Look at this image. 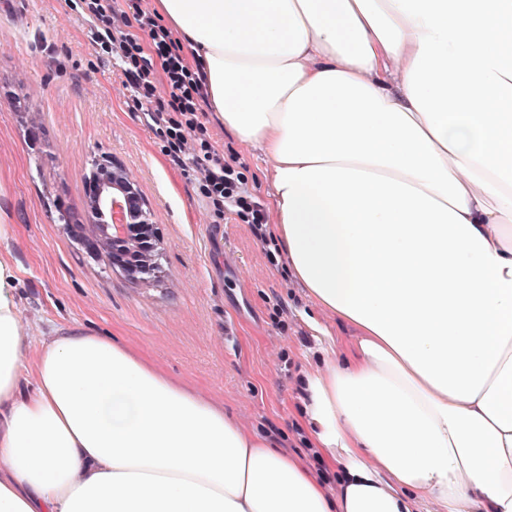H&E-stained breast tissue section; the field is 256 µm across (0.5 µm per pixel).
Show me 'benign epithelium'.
I'll return each mask as SVG.
<instances>
[{
  "mask_svg": "<svg viewBox=\"0 0 512 512\" xmlns=\"http://www.w3.org/2000/svg\"><path fill=\"white\" fill-rule=\"evenodd\" d=\"M95 168L115 181L132 184L125 169L117 161L105 157ZM89 197L95 204L91 215L107 218L113 208L120 209L122 223L115 226L112 236V262L132 281L153 276L158 270L159 240L154 233V215L135 189L124 192L120 198L106 196L103 185L92 180Z\"/></svg>",
  "mask_w": 512,
  "mask_h": 512,
  "instance_id": "1",
  "label": "benign epithelium"
}]
</instances>
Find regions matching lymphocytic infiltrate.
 Returning a JSON list of instances; mask_svg holds the SVG:
<instances>
[{
  "label": "lymphocytic infiltrate",
  "instance_id": "obj_1",
  "mask_svg": "<svg viewBox=\"0 0 512 512\" xmlns=\"http://www.w3.org/2000/svg\"><path fill=\"white\" fill-rule=\"evenodd\" d=\"M143 0H78L92 19L87 36L102 56L116 61L135 107L146 112L161 150L176 164H187L213 223L233 215L270 245L264 203L249 189L235 161L226 160L201 120L206 92L188 65L183 48Z\"/></svg>",
  "mask_w": 512,
  "mask_h": 512
}]
</instances>
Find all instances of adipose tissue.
<instances>
[{
	"mask_svg": "<svg viewBox=\"0 0 512 512\" xmlns=\"http://www.w3.org/2000/svg\"><path fill=\"white\" fill-rule=\"evenodd\" d=\"M154 6L355 332L301 395L340 487L113 337L28 351L0 205V512H512V0Z\"/></svg>",
	"mask_w": 512,
	"mask_h": 512,
	"instance_id": "ef3b65f1",
	"label": "adipose tissue"
}]
</instances>
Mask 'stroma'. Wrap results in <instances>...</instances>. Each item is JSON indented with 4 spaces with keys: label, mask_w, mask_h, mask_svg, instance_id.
Returning a JSON list of instances; mask_svg holds the SVG:
<instances>
[{
    "label": "stroma",
    "mask_w": 512,
    "mask_h": 512,
    "mask_svg": "<svg viewBox=\"0 0 512 512\" xmlns=\"http://www.w3.org/2000/svg\"><path fill=\"white\" fill-rule=\"evenodd\" d=\"M72 0H0V187L15 226L21 310L34 338L72 325L141 349L224 405L244 431L276 440L310 472L338 471L311 447L301 380L321 363V332L353 333L318 310L285 265H272L249 225L210 223L192 181L160 151L118 66L99 59ZM38 113L30 124L28 113ZM225 156L264 203L265 155L217 124ZM119 161L155 214L160 273L129 280L58 221L87 219L86 186L101 155Z\"/></svg>",
    "instance_id": "1"
}]
</instances>
